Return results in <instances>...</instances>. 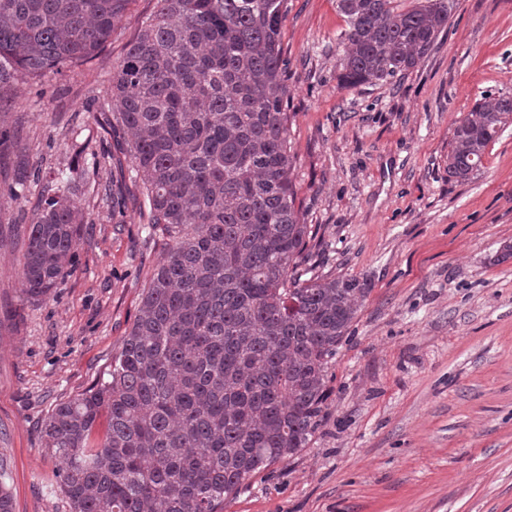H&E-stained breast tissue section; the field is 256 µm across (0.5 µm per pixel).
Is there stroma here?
Listing matches in <instances>:
<instances>
[{
    "mask_svg": "<svg viewBox=\"0 0 512 512\" xmlns=\"http://www.w3.org/2000/svg\"><path fill=\"white\" fill-rule=\"evenodd\" d=\"M291 180L315 225L320 274L367 280L329 369L306 448L256 476L224 512H512V121L460 183L448 177L456 123L488 94L512 96V0H456L448 28L396 82L341 87L336 0H285ZM156 0H129L98 56L62 79L0 93V191L18 147L49 179L70 129L93 175L75 199V257L44 298L22 294L35 194L0 198V485L13 512H70L41 425L102 376L162 260L127 186L123 223L102 189L113 152L94 121L112 69Z\"/></svg>",
    "mask_w": 512,
    "mask_h": 512,
    "instance_id": "1",
    "label": "stroma"
}]
</instances>
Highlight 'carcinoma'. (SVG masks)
<instances>
[{
	"label": "carcinoma",
	"instance_id": "cac0c4a2",
	"mask_svg": "<svg viewBox=\"0 0 512 512\" xmlns=\"http://www.w3.org/2000/svg\"><path fill=\"white\" fill-rule=\"evenodd\" d=\"M284 2L157 0L112 70L99 128L133 133L130 166L113 162L119 179L104 187L112 223H123V182H138L145 229L170 244L121 351L43 420L71 512H224L318 426L329 365L371 288L312 270L290 179ZM337 2L348 24L344 87L409 71L455 7ZM127 3L0 0V90L92 60ZM510 119L512 96H485L454 129L448 177L479 171ZM71 150V175L42 185L31 214L21 272L30 300L57 286L79 244L72 173L84 147ZM37 181L25 167L9 194Z\"/></svg>",
	"mask_w": 512,
	"mask_h": 512
}]
</instances>
